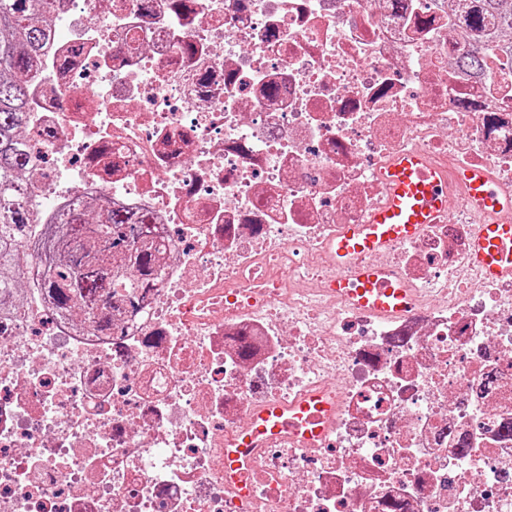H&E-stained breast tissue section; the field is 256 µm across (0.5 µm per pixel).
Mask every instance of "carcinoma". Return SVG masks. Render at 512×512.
I'll return each mask as SVG.
<instances>
[{"mask_svg": "<svg viewBox=\"0 0 512 512\" xmlns=\"http://www.w3.org/2000/svg\"><path fill=\"white\" fill-rule=\"evenodd\" d=\"M52 0H0V313L14 309V277L38 260V284L54 309H79L94 331L112 326L113 298H135L162 272L156 228L142 214L100 213L91 201L62 210L54 227L31 234V186L19 179L29 157L21 138L29 88L26 74L39 58L48 35L45 23ZM463 23L512 38V0H470ZM473 45L460 58L471 71L484 70V52ZM137 275H129L130 269Z\"/></svg>", "mask_w": 512, "mask_h": 512, "instance_id": "carcinoma-1", "label": "carcinoma"}]
</instances>
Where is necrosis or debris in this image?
<instances>
[{"label": "necrosis or debris", "instance_id": "1", "mask_svg": "<svg viewBox=\"0 0 512 512\" xmlns=\"http://www.w3.org/2000/svg\"><path fill=\"white\" fill-rule=\"evenodd\" d=\"M48 30L34 213L143 211L168 264L103 334L19 272L0 512H512V281L465 279L466 218L389 251L434 287L409 315L324 292L328 241L384 205L400 154L512 187V53L462 69L448 0H53ZM322 392L323 440L242 446Z\"/></svg>", "mask_w": 512, "mask_h": 512}]
</instances>
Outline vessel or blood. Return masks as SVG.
Listing matches in <instances>:
<instances>
[{
  "mask_svg": "<svg viewBox=\"0 0 512 512\" xmlns=\"http://www.w3.org/2000/svg\"><path fill=\"white\" fill-rule=\"evenodd\" d=\"M384 182L386 203L365 223L345 226L330 243L336 274L327 291L386 318L407 314L417 302V290L383 262V254L418 237L451 211L447 179L419 151L398 156L388 166ZM459 183L472 224L470 268L483 280L512 279V187L478 168L465 170ZM332 409L327 401L311 399L293 414L269 408L262 418L271 428L300 426L308 438H320L327 432Z\"/></svg>",
  "mask_w": 512,
  "mask_h": 512,
  "instance_id": "vessel-or-blood-1",
  "label": "vessel or blood"
}]
</instances>
